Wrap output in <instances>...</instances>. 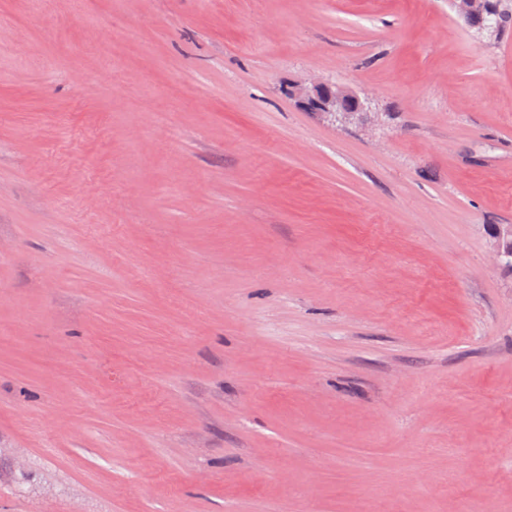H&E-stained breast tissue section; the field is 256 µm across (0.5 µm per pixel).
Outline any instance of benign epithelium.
Here are the masks:
<instances>
[{"instance_id": "benign-epithelium-1", "label": "benign epithelium", "mask_w": 512, "mask_h": 512, "mask_svg": "<svg viewBox=\"0 0 512 512\" xmlns=\"http://www.w3.org/2000/svg\"><path fill=\"white\" fill-rule=\"evenodd\" d=\"M291 96L301 109L334 119H349L369 111L367 102L359 95L346 92L337 85H328L317 76L295 83ZM509 238H512V226L499 225L494 234V248L496 257L501 262L506 256H512V245L507 243Z\"/></svg>"}]
</instances>
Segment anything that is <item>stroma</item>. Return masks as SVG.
<instances>
[{
    "label": "stroma",
    "mask_w": 512,
    "mask_h": 512,
    "mask_svg": "<svg viewBox=\"0 0 512 512\" xmlns=\"http://www.w3.org/2000/svg\"><path fill=\"white\" fill-rule=\"evenodd\" d=\"M501 224L511 26L0 0V512H512ZM290 94L301 109L334 119H349L370 112L365 99L337 85H328L317 76L295 83Z\"/></svg>",
    "instance_id": "35a3bbf8"
}]
</instances>
